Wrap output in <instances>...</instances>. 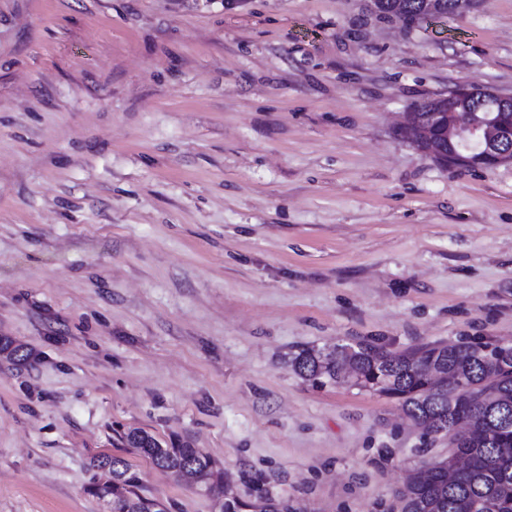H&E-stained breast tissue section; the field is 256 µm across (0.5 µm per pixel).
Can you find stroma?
Instances as JSON below:
<instances>
[{"label":"stroma","mask_w":512,"mask_h":512,"mask_svg":"<svg viewBox=\"0 0 512 512\" xmlns=\"http://www.w3.org/2000/svg\"><path fill=\"white\" fill-rule=\"evenodd\" d=\"M366 0H0V512H105L125 453L169 512L215 495L121 437L202 449L298 512H392L444 459L299 349L512 341V164L439 165L394 125L512 95V0L405 29Z\"/></svg>","instance_id":"35a3bbf8"}]
</instances>
